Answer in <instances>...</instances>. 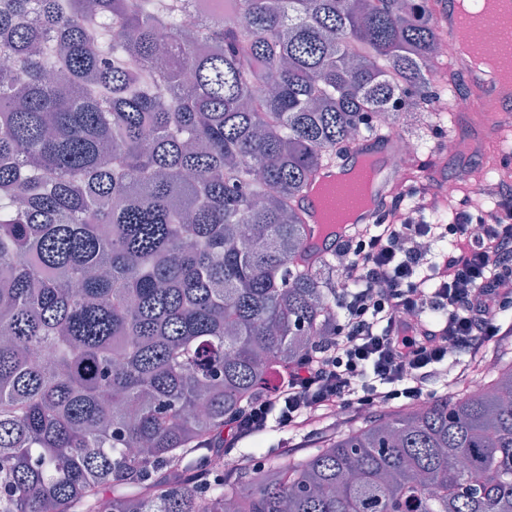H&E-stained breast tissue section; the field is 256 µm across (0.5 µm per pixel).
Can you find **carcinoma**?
Masks as SVG:
<instances>
[{"mask_svg":"<svg viewBox=\"0 0 512 512\" xmlns=\"http://www.w3.org/2000/svg\"><path fill=\"white\" fill-rule=\"evenodd\" d=\"M0 0V512H512V361L224 472L336 328L299 200L453 94L431 0Z\"/></svg>","mask_w":512,"mask_h":512,"instance_id":"obj_1","label":"carcinoma"}]
</instances>
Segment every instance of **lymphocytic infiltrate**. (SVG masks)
I'll list each match as a JSON object with an SVG mask.
<instances>
[{
  "instance_id": "lymphocytic-infiltrate-1",
  "label": "lymphocytic infiltrate",
  "mask_w": 512,
  "mask_h": 512,
  "mask_svg": "<svg viewBox=\"0 0 512 512\" xmlns=\"http://www.w3.org/2000/svg\"><path fill=\"white\" fill-rule=\"evenodd\" d=\"M492 209L459 200L445 224L396 218L365 224L336 279L340 316L278 381L224 427L225 448L280 429L293 436L353 424L380 408L432 400L449 356L482 363L512 339V181L494 185ZM444 249H434V242Z\"/></svg>"
}]
</instances>
